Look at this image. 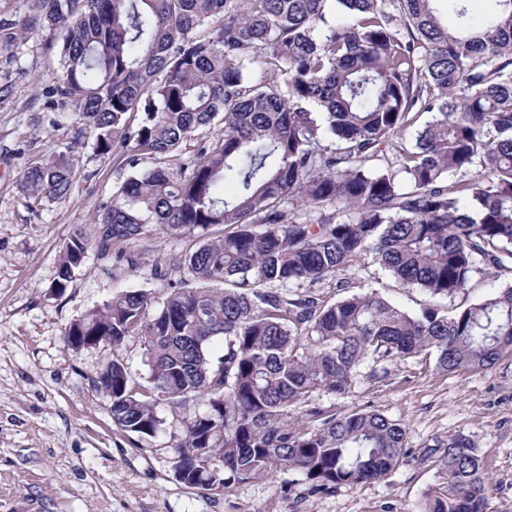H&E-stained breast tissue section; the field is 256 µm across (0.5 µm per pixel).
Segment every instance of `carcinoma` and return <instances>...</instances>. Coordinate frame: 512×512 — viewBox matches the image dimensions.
Wrapping results in <instances>:
<instances>
[{"mask_svg": "<svg viewBox=\"0 0 512 512\" xmlns=\"http://www.w3.org/2000/svg\"><path fill=\"white\" fill-rule=\"evenodd\" d=\"M31 2L23 19L0 18V42L60 34L51 94L82 112L98 154L152 163L112 195L98 239L65 244L55 287L88 250L135 243L151 224L199 241L162 301L121 291L65 332L114 351L142 336L143 384L115 359L96 379L120 430L156 435L163 401L181 424L179 465L193 469L208 448L226 487L291 469L331 492L388 476L405 430L378 410L338 415L318 392L347 394L369 356H432L455 372L512 354V285L452 315L410 314L373 291L331 304L312 291L366 254L432 298L509 269L512 0L480 21L454 0V28L436 0H396V15L386 0H336L334 23L330 0ZM424 112L434 118L408 149L398 134ZM201 126L215 138L189 154ZM73 173L54 153L28 167L23 188L61 197ZM433 453L422 512H486L470 441L450 436Z\"/></svg>", "mask_w": 512, "mask_h": 512, "instance_id": "carcinoma-1", "label": "carcinoma"}]
</instances>
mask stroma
Returning a JSON list of instances; mask_svg holds the SVG:
<instances>
[{
	"label": "stroma",
	"instance_id": "stroma-1",
	"mask_svg": "<svg viewBox=\"0 0 512 512\" xmlns=\"http://www.w3.org/2000/svg\"><path fill=\"white\" fill-rule=\"evenodd\" d=\"M46 30L0 45V512H420L436 480L429 450L462 434L481 457L490 485L487 512H512V355L487 369L440 371L434 359L391 363L368 359L343 396L319 392L339 414L377 410L405 429L406 456L386 479L328 493L311 490L304 475L285 470L234 483L221 491L193 488L172 470L179 423L166 404L163 430L131 437L112 422L94 379L112 358L127 364L134 383L148 374L144 346L129 338L119 351L74 349L65 332L122 290L163 296L166 279L155 265L196 246L190 236L151 235L137 271L114 243L108 256L89 253L65 291L54 287L62 248L75 228L98 235L94 222L113 192L133 173L124 153L97 154L94 135L71 105H50L57 41ZM69 151L71 191L36 199L20 181L38 159ZM351 293L378 292L416 312L433 303L400 285L365 255L345 272ZM512 272L475 275L465 294L435 301L454 313L499 288Z\"/></svg>",
	"mask_w": 512,
	"mask_h": 512
}]
</instances>
